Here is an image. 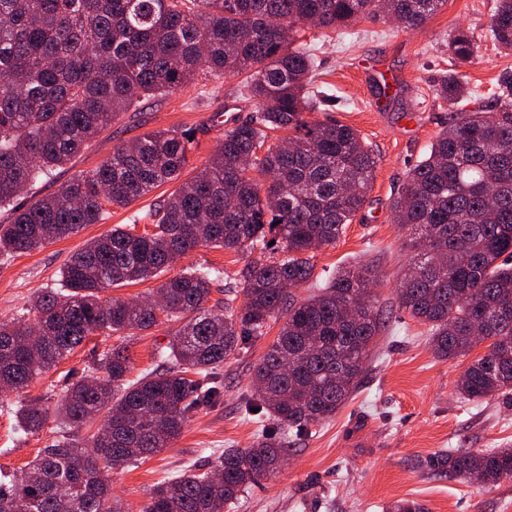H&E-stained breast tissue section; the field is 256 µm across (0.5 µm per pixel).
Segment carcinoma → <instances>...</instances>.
Returning a JSON list of instances; mask_svg holds the SVG:
<instances>
[{"mask_svg": "<svg viewBox=\"0 0 512 512\" xmlns=\"http://www.w3.org/2000/svg\"><path fill=\"white\" fill-rule=\"evenodd\" d=\"M443 2L0 0V207L11 211L0 224L1 255L72 235L103 220L106 206L129 205L181 177L195 133L158 130L113 146L95 169L15 205L41 175L65 166L144 100L180 91L200 75L245 73L247 94L260 107L225 130L208 163L148 214L154 230L115 225L71 256L62 287L38 292L26 315L0 320V390L16 392L97 332L125 336L162 315L182 322L166 369L132 379L125 349L112 348L65 387L56 416L79 431L103 413V427L84 444L42 449L18 473L0 470V512H18L19 501L24 512H126L97 460L110 469L167 447L200 401L220 395L215 369L265 336L281 310L287 317L254 369V391L241 399L245 415L261 425L253 446L225 449L210 473L158 483L142 512H224V503L277 469L292 436L336 415L360 383L379 331L375 272L368 264L342 268L300 302L290 289L312 279L309 252L335 244L363 208L378 160L350 126L306 120L324 98L310 89L314 61L291 48L292 35L365 17L414 30ZM490 31L512 50V0H498ZM448 49L460 65L476 52L463 30L450 35ZM435 91L451 106L468 95L452 73ZM279 130L293 135L268 141ZM393 211L412 230L400 308L429 326L442 359L487 343L459 380L464 401L511 391L512 73L501 78L495 111H451L448 126L409 169ZM200 248L270 257L244 266V303L230 296L220 313L205 307L215 281L205 267L164 281L160 310L152 300L100 296L156 278ZM13 414L24 432L36 433L48 408L27 399ZM431 466L450 479L495 487L512 480V448L450 449ZM388 512L428 509L401 499Z\"/></svg>", "mask_w": 512, "mask_h": 512, "instance_id": "obj_1", "label": "carcinoma"}]
</instances>
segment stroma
Here are the masks:
<instances>
[{
  "instance_id": "1",
  "label": "stroma",
  "mask_w": 512,
  "mask_h": 512,
  "mask_svg": "<svg viewBox=\"0 0 512 512\" xmlns=\"http://www.w3.org/2000/svg\"><path fill=\"white\" fill-rule=\"evenodd\" d=\"M495 8L496 0H445L415 31L364 19L343 30L312 27L299 34L296 46L314 58L316 88L326 98L320 110L307 113V120L333 119L356 129L378 156L364 209L336 245L315 251L314 274L323 279L342 266H374L382 327L352 398L311 434L291 441L281 467L228 503L224 512H382L387 503L403 498L423 503L428 512H512V482L491 489L436 475L430 467L449 448L472 453L512 448V393L478 404L463 401L457 384L468 358H438L427 325L400 308L397 288L410 258L409 231L392 210L409 169L448 124L450 110L436 95V80L447 72L459 74L471 92L467 108L495 105L498 79L512 71V52L502 50L491 36ZM459 28L469 31L477 47L473 63L465 66L448 51V37ZM387 77L399 86L390 98L379 93ZM244 81L241 75L199 80L146 101L71 163L39 178L35 191L50 194L74 174L96 168L119 142L159 129L194 130L190 166L203 168L227 123L249 120L256 112ZM176 187V182L164 183L127 206L108 207L102 222L73 236L19 256H0V320L22 316L37 292L59 287L61 268L88 240L117 224L133 222L138 230L148 229L146 213ZM250 259L247 253L201 248L180 264L221 270L208 301L213 307L235 286ZM177 328V322L162 319L130 338L97 334L29 387L0 394V469L24 468L67 433L53 414L39 432L19 430L8 406L38 398L54 407L62 389L113 347L127 349L132 376L154 370L161 364L159 351ZM279 329L271 324L267 336L226 358L219 369L221 397L198 406L178 438L145 460L113 468L108 475L112 493L127 512H140L157 483L188 470L210 471L225 449L253 444L258 426L243 414L240 400L252 389L254 368Z\"/></svg>"
}]
</instances>
